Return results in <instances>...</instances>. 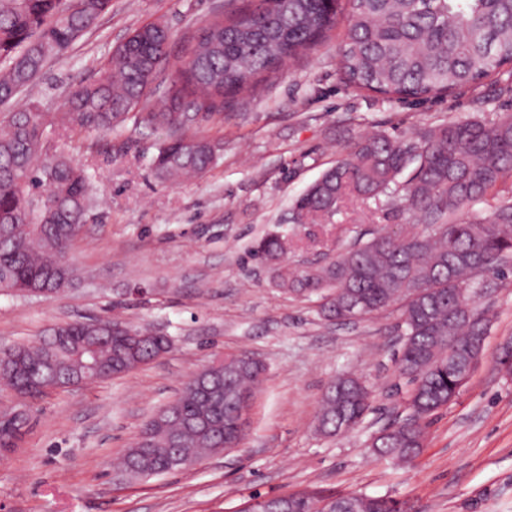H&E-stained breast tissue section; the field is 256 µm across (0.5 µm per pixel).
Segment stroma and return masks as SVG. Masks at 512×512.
I'll use <instances>...</instances> for the list:
<instances>
[{
	"instance_id": "1",
	"label": "stroma",
	"mask_w": 512,
	"mask_h": 512,
	"mask_svg": "<svg viewBox=\"0 0 512 512\" xmlns=\"http://www.w3.org/2000/svg\"><path fill=\"white\" fill-rule=\"evenodd\" d=\"M226 0H112L66 53L48 61L18 100L41 112L49 135L68 96L93 81L112 49L140 25L173 35L165 79L186 37ZM343 29L237 96L222 119L197 123L222 138L206 173L160 183L152 159L162 130L126 121L59 146L95 199L72 250L81 280L52 298L0 291V345L36 342L74 320L148 324L168 353L123 375L33 401L0 388V410L25 408L26 434L0 460V512H240L252 497L302 489L389 497L416 512H512V378L498 367L512 339V274L476 290L489 321L481 357L457 398L427 418L424 446L406 462L375 455L371 438L405 418L410 386L398 368L401 309L351 322L325 320L318 296L288 293L251 255L268 233L288 238V266L321 264L381 227L416 222L399 199L350 201L328 224L293 223L292 202L370 132L409 139L441 123L512 113V67L446 94L391 99L359 91L337 61ZM248 352L266 365L243 445L175 474L128 480L119 462L144 423L201 367ZM363 378L374 391L354 429L329 436L318 417L329 383Z\"/></svg>"
}]
</instances>
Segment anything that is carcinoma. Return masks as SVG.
<instances>
[{
  "mask_svg": "<svg viewBox=\"0 0 512 512\" xmlns=\"http://www.w3.org/2000/svg\"><path fill=\"white\" fill-rule=\"evenodd\" d=\"M339 0H248L187 38L185 60L160 102L153 99L171 54V34L147 23L112 50L96 81L76 89L57 122L58 136L110 132L129 118L165 129L152 165L172 183L197 176L216 161L223 143L192 131L184 112L204 120L223 116L224 104L314 48L336 27ZM339 58L346 82L388 98L419 99L479 81L512 65V0H350ZM111 0H0V104H8L41 72L48 57L67 50L110 7ZM411 169L403 182L399 176ZM512 177V116L438 125L411 140L373 133L347 158L326 169L292 204L294 220L326 224L348 200L398 196L404 210L433 220L407 234L381 230L330 261L301 270L283 265L288 240L262 237L254 257L293 293L318 295L321 314L336 321L363 318L393 303L402 308L400 374L411 385L409 414L382 432L377 453L415 458L424 443L422 421L459 394L460 372L481 350L488 324L464 309L478 277L504 276L512 256V207L490 222L456 219L464 207L488 201ZM91 203L88 178L63 152L51 149L42 117L18 110L0 115V288L56 297L78 275L63 261L64 243L82 231ZM109 320L76 321L34 344L20 345L22 363L0 366V383L15 392L74 373L79 343ZM129 372L159 357L170 342L147 327ZM121 333L98 347L109 364ZM265 366L241 352L224 356V374L202 387L185 386L177 413L152 446L137 440L122 467L154 473L178 470L172 457L198 458L242 445L250 408ZM373 391L347 376L322 398L319 429L336 434L355 427L370 410ZM288 512H410L394 499L353 493L299 491L272 498Z\"/></svg>",
  "mask_w": 512,
  "mask_h": 512,
  "instance_id": "obj_1",
  "label": "carcinoma"
}]
</instances>
